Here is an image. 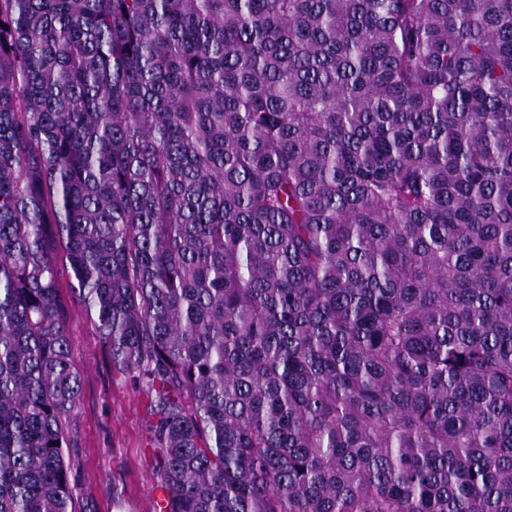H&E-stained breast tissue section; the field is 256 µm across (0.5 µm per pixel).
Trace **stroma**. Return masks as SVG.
<instances>
[{
    "label": "stroma",
    "instance_id": "obj_1",
    "mask_svg": "<svg viewBox=\"0 0 512 512\" xmlns=\"http://www.w3.org/2000/svg\"><path fill=\"white\" fill-rule=\"evenodd\" d=\"M56 266L69 316L71 356L82 385L69 424L76 507L78 512H154L146 388L113 371L93 322L72 297L65 256L57 257Z\"/></svg>",
    "mask_w": 512,
    "mask_h": 512
}]
</instances>
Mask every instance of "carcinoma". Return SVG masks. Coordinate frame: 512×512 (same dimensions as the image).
Listing matches in <instances>:
<instances>
[{
  "mask_svg": "<svg viewBox=\"0 0 512 512\" xmlns=\"http://www.w3.org/2000/svg\"><path fill=\"white\" fill-rule=\"evenodd\" d=\"M60 251L157 512H512V0H0V512H78Z\"/></svg>",
  "mask_w": 512,
  "mask_h": 512,
  "instance_id": "1",
  "label": "carcinoma"
}]
</instances>
